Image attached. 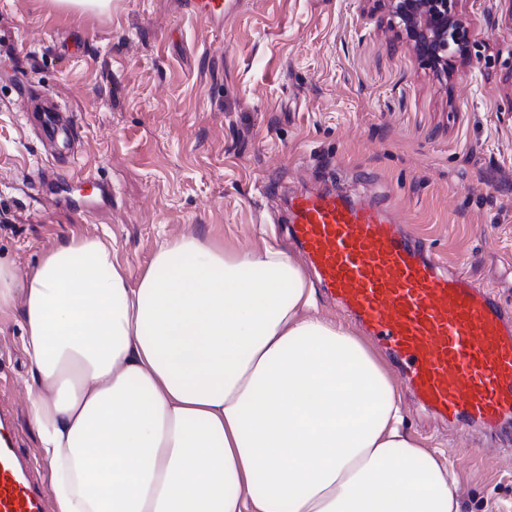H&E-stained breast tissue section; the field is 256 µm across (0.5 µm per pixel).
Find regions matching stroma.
<instances>
[{
	"label": "stroma",
	"mask_w": 512,
	"mask_h": 512,
	"mask_svg": "<svg viewBox=\"0 0 512 512\" xmlns=\"http://www.w3.org/2000/svg\"><path fill=\"white\" fill-rule=\"evenodd\" d=\"M107 14L0 0V259L33 266L70 233L116 247L137 281L162 237L297 254L286 196L324 188L393 200L429 256L512 311V0H464L478 63L452 84L422 69L370 0H238L214 26L181 0ZM61 98L76 165L112 189L106 214L46 211L48 152L19 86ZM409 432L457 477L461 512H512V429L492 436L427 411L388 366ZM18 315L0 316V406L41 478Z\"/></svg>",
	"instance_id": "stroma-1"
}]
</instances>
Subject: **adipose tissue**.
I'll list each match as a JSON object with an SVG mask.
<instances>
[{"mask_svg": "<svg viewBox=\"0 0 512 512\" xmlns=\"http://www.w3.org/2000/svg\"><path fill=\"white\" fill-rule=\"evenodd\" d=\"M315 303L267 243L165 238L134 283L98 237L0 259L57 512H461L382 363Z\"/></svg>", "mask_w": 512, "mask_h": 512, "instance_id": "1", "label": "adipose tissue"}]
</instances>
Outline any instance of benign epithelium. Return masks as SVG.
<instances>
[{
  "mask_svg": "<svg viewBox=\"0 0 512 512\" xmlns=\"http://www.w3.org/2000/svg\"><path fill=\"white\" fill-rule=\"evenodd\" d=\"M420 66L451 82L458 67L474 63L476 44L462 0H373Z\"/></svg>",
  "mask_w": 512,
  "mask_h": 512,
  "instance_id": "1",
  "label": "benign epithelium"
}]
</instances>
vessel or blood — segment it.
Here are the masks:
<instances>
[{
    "instance_id": "1",
    "label": "vessel or blood",
    "mask_w": 512,
    "mask_h": 512,
    "mask_svg": "<svg viewBox=\"0 0 512 512\" xmlns=\"http://www.w3.org/2000/svg\"><path fill=\"white\" fill-rule=\"evenodd\" d=\"M233 0H185V14L222 25ZM25 117L40 136L79 140L73 115L51 96ZM90 170L50 168L43 184L55 204L93 212L74 184ZM293 242L319 283L407 369L411 389L449 420L496 431L512 422V313L464 273H441L424 242L395 225L388 207L330 192L290 196ZM49 493L0 409V512H48Z\"/></svg>"
}]
</instances>
